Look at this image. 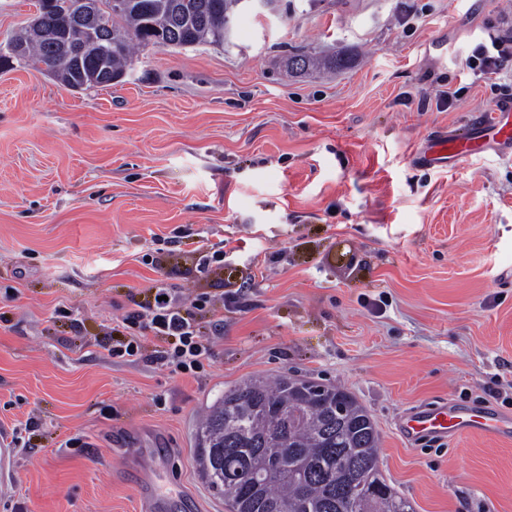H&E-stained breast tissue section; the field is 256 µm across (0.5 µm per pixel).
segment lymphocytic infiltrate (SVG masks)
I'll return each instance as SVG.
<instances>
[{
  "label": "lymphocytic infiltrate",
  "instance_id": "obj_1",
  "mask_svg": "<svg viewBox=\"0 0 512 512\" xmlns=\"http://www.w3.org/2000/svg\"><path fill=\"white\" fill-rule=\"evenodd\" d=\"M512 62V25L491 26L486 42L465 59L474 75L499 73ZM156 301L128 313L112 339V357L127 362L142 358L149 338L163 339L153 360L169 375H193L213 357V339L224 333V308L209 293L184 295L155 284Z\"/></svg>",
  "mask_w": 512,
  "mask_h": 512
}]
</instances>
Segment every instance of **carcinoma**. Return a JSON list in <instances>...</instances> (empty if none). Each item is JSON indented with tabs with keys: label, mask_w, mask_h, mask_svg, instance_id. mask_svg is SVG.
<instances>
[{
	"label": "carcinoma",
	"mask_w": 512,
	"mask_h": 512,
	"mask_svg": "<svg viewBox=\"0 0 512 512\" xmlns=\"http://www.w3.org/2000/svg\"><path fill=\"white\" fill-rule=\"evenodd\" d=\"M94 21L66 15L44 20L47 35L24 32L18 61L43 63L64 75L81 65V75L119 76L133 63L135 47L190 48L222 45L239 0H133L111 13L97 0ZM125 37L120 47L108 39L81 62L69 48L88 42L93 25ZM288 61L306 72L336 67L315 51ZM302 411L290 424L286 416ZM195 462L208 486L224 497L228 512H414L409 500L388 485L379 469V433L370 413L344 389L310 379L282 377L269 385L251 377L224 390L208 407L195 434ZM274 472L253 488L252 475Z\"/></svg>",
	"instance_id": "carcinoma-1"
}]
</instances>
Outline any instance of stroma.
<instances>
[{
  "instance_id": "1",
  "label": "stroma",
  "mask_w": 512,
  "mask_h": 512,
  "mask_svg": "<svg viewBox=\"0 0 512 512\" xmlns=\"http://www.w3.org/2000/svg\"><path fill=\"white\" fill-rule=\"evenodd\" d=\"M499 22L512 0H282L238 12L227 46L145 48L108 87L0 66V431L36 449L0 512H144L148 488L168 512H225L195 424L224 389L285 375L367 408L415 512H512V439L398 429L420 403L512 398V156L416 161L500 101L461 66ZM307 48L350 64L289 74ZM185 229L223 244L222 270L160 250ZM157 280L244 291L197 375L109 352Z\"/></svg>"
}]
</instances>
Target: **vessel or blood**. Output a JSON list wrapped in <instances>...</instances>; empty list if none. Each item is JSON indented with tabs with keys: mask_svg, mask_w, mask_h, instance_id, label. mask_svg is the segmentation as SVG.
I'll return each instance as SVG.
<instances>
[{
	"mask_svg": "<svg viewBox=\"0 0 512 512\" xmlns=\"http://www.w3.org/2000/svg\"><path fill=\"white\" fill-rule=\"evenodd\" d=\"M468 136L445 132L432 139L422 154L431 166L451 165L495 149H512V100L499 102L490 112L476 113ZM400 433L410 444L448 440L468 434L512 436V413L482 404L461 406L443 400L415 406L400 422Z\"/></svg>",
	"mask_w": 512,
	"mask_h": 512,
	"instance_id": "b4317fda",
	"label": "vessel or blood"
}]
</instances>
